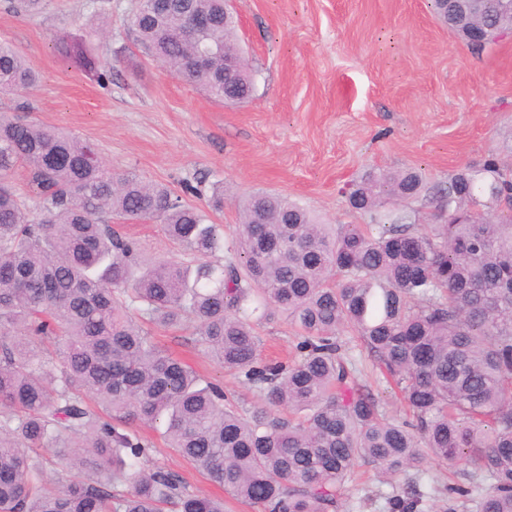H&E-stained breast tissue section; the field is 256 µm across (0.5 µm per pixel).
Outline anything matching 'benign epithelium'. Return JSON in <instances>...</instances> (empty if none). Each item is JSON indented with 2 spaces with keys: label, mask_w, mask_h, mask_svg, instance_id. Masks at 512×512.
<instances>
[{
  "label": "benign epithelium",
  "mask_w": 512,
  "mask_h": 512,
  "mask_svg": "<svg viewBox=\"0 0 512 512\" xmlns=\"http://www.w3.org/2000/svg\"><path fill=\"white\" fill-rule=\"evenodd\" d=\"M484 0H448L447 25L454 29L469 46H488L505 38H512V19L507 12H512V0H498L504 18L498 19L493 26L476 19V14L483 10Z\"/></svg>",
  "instance_id": "obj_1"
}]
</instances>
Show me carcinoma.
Returning a JSON list of instances; mask_svg holds the SVG:
<instances>
[{
  "label": "carcinoma",
  "mask_w": 512,
  "mask_h": 512,
  "mask_svg": "<svg viewBox=\"0 0 512 512\" xmlns=\"http://www.w3.org/2000/svg\"><path fill=\"white\" fill-rule=\"evenodd\" d=\"M210 16L194 32L191 15ZM140 44L224 100V53L240 54L230 94L254 75L224 0H140ZM60 42L83 65L87 39ZM36 72L0 43V95ZM29 170L36 209L8 180ZM445 198L435 224L405 202ZM366 224H322L268 192L241 203L234 236L202 209L136 174H116L70 133L0 114V512H224L182 476L144 462L160 426L171 451L257 512H336L358 461L388 475L433 458L465 464L448 488L477 512H512V166L495 158L427 188L412 169L348 184ZM161 224L180 259H147L109 223ZM224 253L222 263L212 261ZM281 313L302 335L289 364L261 357L255 323ZM184 326L256 398L224 388L162 348L149 326ZM356 332L411 419L381 410L342 353ZM76 477L48 487L46 464ZM408 482L391 512H422Z\"/></svg>",
  "instance_id": "cac0c4a2"
}]
</instances>
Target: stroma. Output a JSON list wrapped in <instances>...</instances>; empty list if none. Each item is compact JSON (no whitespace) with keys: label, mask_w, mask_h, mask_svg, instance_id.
<instances>
[{"label":"stroma","mask_w":512,"mask_h":512,"mask_svg":"<svg viewBox=\"0 0 512 512\" xmlns=\"http://www.w3.org/2000/svg\"><path fill=\"white\" fill-rule=\"evenodd\" d=\"M134 0H44L39 14L0 0V42L32 65L37 85L0 95V113L72 132L94 144L113 172H133L203 208L186 185L224 184L215 223L233 232L239 204L268 191L298 202L325 224H361L343 192L366 169L419 171L428 186L460 166L501 156L512 142V39L477 52L433 16L429 0H236L240 43L254 91L227 106L154 60L130 26ZM106 28L95 52L112 73L67 60L60 36ZM262 356L291 357L296 330L285 316L261 322ZM183 357L236 402L253 395L233 375L196 354L188 334L158 329ZM347 358L387 415L404 401L371 370L353 333ZM405 476L385 478L357 464L344 487L345 512H388L384 497Z\"/></svg>","instance_id":"stroma-1"}]
</instances>
